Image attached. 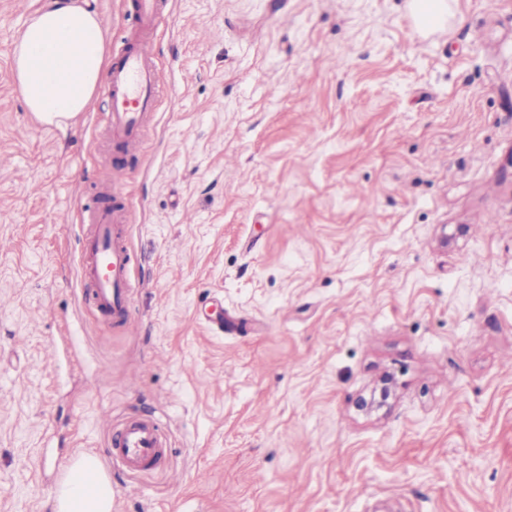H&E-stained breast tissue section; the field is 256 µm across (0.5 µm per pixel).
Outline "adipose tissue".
Segmentation results:
<instances>
[{"label":"adipose tissue","instance_id":"obj_1","mask_svg":"<svg viewBox=\"0 0 512 512\" xmlns=\"http://www.w3.org/2000/svg\"><path fill=\"white\" fill-rule=\"evenodd\" d=\"M18 91L42 122L62 124L84 111L108 65L105 28L85 0H46L12 52ZM58 512H112V483L87 455L56 495Z\"/></svg>","mask_w":512,"mask_h":512}]
</instances>
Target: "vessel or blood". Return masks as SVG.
<instances>
[{"label": "vessel or blood", "instance_id": "vessel-or-blood-1", "mask_svg": "<svg viewBox=\"0 0 512 512\" xmlns=\"http://www.w3.org/2000/svg\"><path fill=\"white\" fill-rule=\"evenodd\" d=\"M135 26L119 38V57L102 89L111 100L108 114L113 139L133 143L156 109L158 83L153 64L152 33L159 23L158 0H132ZM119 209L90 211L79 227V264L92 286V301L113 322L132 326L129 288L136 258L125 244ZM168 446L162 425L154 420L128 421L112 433L113 468L137 474L158 463Z\"/></svg>", "mask_w": 512, "mask_h": 512}]
</instances>
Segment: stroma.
Here are the masks:
<instances>
[{"label":"stroma","instance_id":"35a3bbf8","mask_svg":"<svg viewBox=\"0 0 512 512\" xmlns=\"http://www.w3.org/2000/svg\"><path fill=\"white\" fill-rule=\"evenodd\" d=\"M43 2L0 0V512H55L135 418L169 448L110 472L112 512H512V0L442 31L412 0H162L126 152L102 92L28 111L11 51ZM114 161L132 332L79 267ZM394 383L389 376H384L380 384L371 392L369 397H361L358 407L362 411L371 412L384 407L393 395Z\"/></svg>","mask_w":512,"mask_h":512}]
</instances>
